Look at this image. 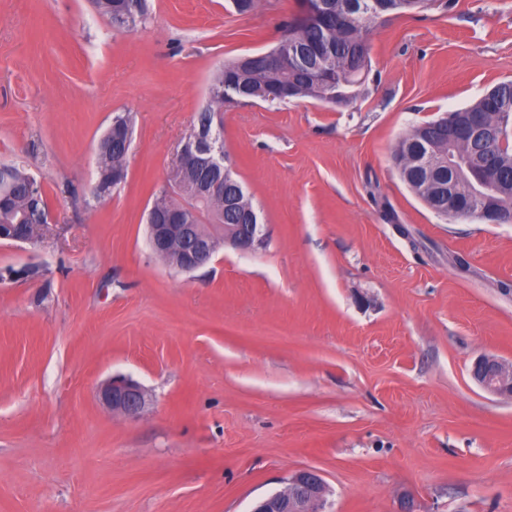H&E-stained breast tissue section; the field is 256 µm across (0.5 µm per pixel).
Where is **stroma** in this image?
Here are the masks:
<instances>
[{
  "mask_svg": "<svg viewBox=\"0 0 512 512\" xmlns=\"http://www.w3.org/2000/svg\"><path fill=\"white\" fill-rule=\"evenodd\" d=\"M118 29L91 0H0V163L53 223L0 242V512H251L318 470L332 512H512V224L443 219L393 161L414 126L512 80V0L377 24L346 102L228 104L224 145L264 226L193 272L146 218L225 60L264 52L297 0H148ZM131 113L127 178L92 198ZM124 376L149 401L112 413ZM473 379L487 392L512 399V362L482 355L473 364ZM100 401L114 413L137 417L144 411L147 395L133 380L114 379L101 388Z\"/></svg>",
  "mask_w": 512,
  "mask_h": 512,
  "instance_id": "35a3bbf8",
  "label": "stroma"
}]
</instances>
